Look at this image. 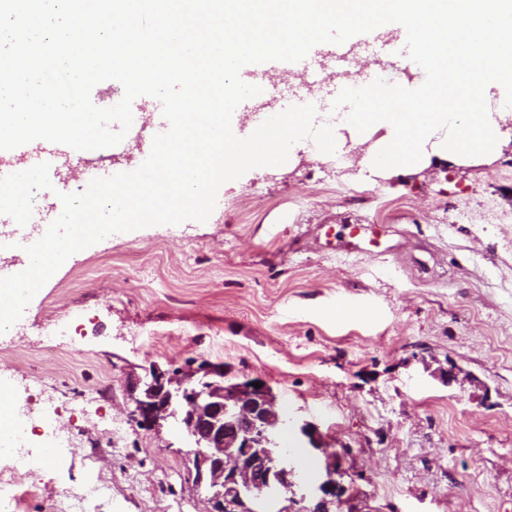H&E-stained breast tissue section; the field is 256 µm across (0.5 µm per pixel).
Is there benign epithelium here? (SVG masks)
<instances>
[{"label":"benign epithelium","mask_w":512,"mask_h":512,"mask_svg":"<svg viewBox=\"0 0 512 512\" xmlns=\"http://www.w3.org/2000/svg\"><path fill=\"white\" fill-rule=\"evenodd\" d=\"M440 375L449 385L467 377L452 359ZM127 389L139 427L154 430L170 418L177 424L190 445L193 480L209 493L211 512H334L348 501L332 458L302 498L292 496L296 470L278 460L270 445L292 430L318 448L321 433L312 422L285 417L263 379L236 378L222 363L196 359L134 376Z\"/></svg>","instance_id":"obj_1"}]
</instances>
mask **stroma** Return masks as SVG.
<instances>
[{
    "label": "stroma",
    "mask_w": 512,
    "mask_h": 512,
    "mask_svg": "<svg viewBox=\"0 0 512 512\" xmlns=\"http://www.w3.org/2000/svg\"><path fill=\"white\" fill-rule=\"evenodd\" d=\"M402 42L398 29L362 33L342 63L320 43L301 65H245L242 81L273 91L239 104L233 133L297 97L331 111L372 76L421 85ZM335 137V154L306 139L284 165L222 185L207 221L74 253L0 333V387L24 412L33 457L12 466L11 491L28 493L19 512H60L62 491L90 480L109 494L88 512H208L175 424L142 430L125 393L131 375L193 359L264 379L286 413L315 423L322 448L287 434L290 460L315 474L343 454L356 512H512V130L486 155L425 151L413 171L366 169L370 141ZM42 157L53 187L33 194L37 226L56 219L59 193L85 190L95 154L34 141L0 170ZM352 224L380 226L379 245L339 251ZM46 322L54 335H40ZM450 359L469 379L441 381ZM49 401L60 416L47 428ZM61 440L68 451L43 460Z\"/></svg>",
    "instance_id": "1"
}]
</instances>
